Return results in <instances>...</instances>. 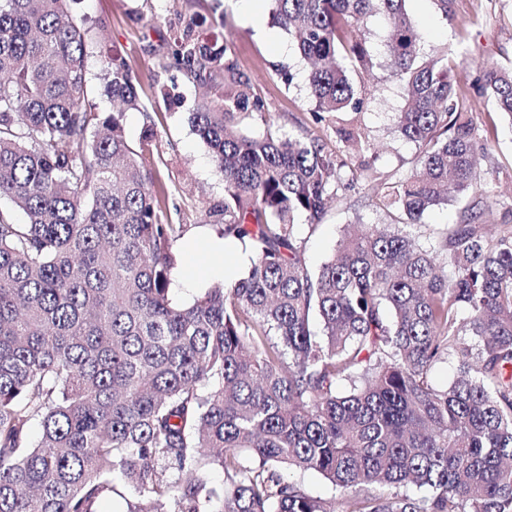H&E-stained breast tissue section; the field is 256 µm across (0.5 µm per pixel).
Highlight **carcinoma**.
I'll return each instance as SVG.
<instances>
[{"label":"carcinoma","mask_w":512,"mask_h":512,"mask_svg":"<svg viewBox=\"0 0 512 512\" xmlns=\"http://www.w3.org/2000/svg\"><path fill=\"white\" fill-rule=\"evenodd\" d=\"M68 2L0 0V512H101L116 474L126 512H512V232L482 233V196L433 250L405 231L482 180L467 87L422 54L406 0H271L318 122L361 109L350 72L374 61L358 24L383 15L407 86L397 131L419 148L377 195L395 223L356 225L316 270L298 221L315 228L357 171L343 179L316 138L245 133L268 102L205 16L179 15L173 64L213 90L190 123L224 172L206 223L251 252L189 304L169 288L185 225L141 76L106 57L120 109L95 111ZM474 85L512 124V69ZM127 109L145 113L136 149ZM449 357L441 389L429 374ZM283 474L290 480L300 482L313 497L329 500L333 495L332 487L320 475L314 473L300 474L284 470Z\"/></svg>","instance_id":"obj_1"}]
</instances>
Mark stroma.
<instances>
[{"instance_id":"1","label":"stroma","mask_w":512,"mask_h":512,"mask_svg":"<svg viewBox=\"0 0 512 512\" xmlns=\"http://www.w3.org/2000/svg\"><path fill=\"white\" fill-rule=\"evenodd\" d=\"M74 15L84 18L89 29L86 67L92 100L99 111L112 109L106 93L103 62L106 56L125 58L143 79L139 88L146 112L126 111L123 117L130 145H138L146 117H153L161 156L159 170L168 187L184 191L182 221L185 235L174 245L177 266H184L187 247L203 237H219L221 228L204 223L202 212L210 201L223 198L224 175L211 158L208 146L193 131L188 115L200 102L203 89L194 82L174 79L160 69L168 53L175 11L205 16L221 14V34L257 91L271 105L265 117L249 120L248 131L258 134L266 127L294 137L323 140L348 165H366L369 176L354 190L338 192L315 230L307 232L305 256L319 266L334 252L345 225L388 224L392 218L377 204L379 184H394L412 169L417 147L402 140L395 118L405 104V83L384 63L380 42L381 16L364 19L362 28L377 56L369 69L351 74L354 87L365 102L359 112L333 114L315 122V103L306 81L307 67L288 34L269 20L254 23L240 9L238 0H72ZM406 9L419 33L421 48L432 56L445 57L458 81L474 79L486 65L512 66V0H448L440 9L436 0H407ZM293 75L284 82L280 68ZM176 83L175 97L163 99L159 85ZM477 127L479 167L483 186L494 206L484 215V232L492 237L512 231V125L486 96L469 102ZM357 128V144L341 141L342 128Z\"/></svg>"}]
</instances>
